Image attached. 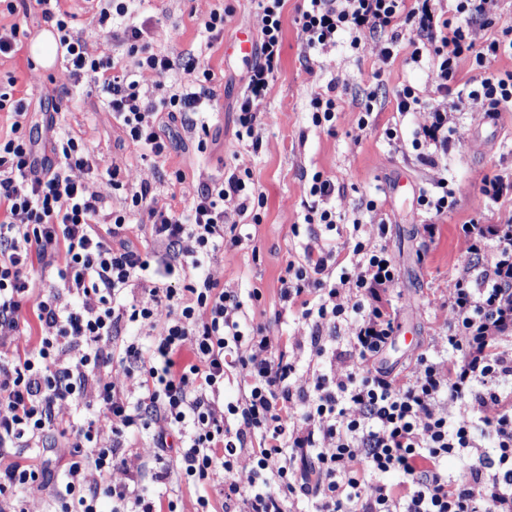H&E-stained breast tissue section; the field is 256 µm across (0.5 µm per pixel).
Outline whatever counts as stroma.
Here are the masks:
<instances>
[{"instance_id":"1","label":"stroma","mask_w":512,"mask_h":512,"mask_svg":"<svg viewBox=\"0 0 512 512\" xmlns=\"http://www.w3.org/2000/svg\"><path fill=\"white\" fill-rule=\"evenodd\" d=\"M61 5L73 13V30L91 53L113 55L122 69L134 67V57L113 47L93 22V0H62ZM219 5L233 9L234 15L223 35L210 42L201 33L200 22ZM302 5V0H287L285 4L281 66L264 100L262 142L254 149L239 140L237 122L250 65L230 55L229 48L240 22L258 25L255 0H136L138 21H149L165 33L164 39L155 43V51L169 55L178 64L192 55L200 57L215 74L212 87L217 114L207 150L198 152L194 134L185 127L170 128L172 148L156 169L158 199L175 210H184L200 178L221 176L225 164L233 162L235 156L246 159L254 183L266 195L261 221L247 224L252 236L247 245L216 254L206 271L219 283L236 289L252 325L265 327L282 342L289 338L305 342L310 336L304 322L276 319L281 308L279 278L288 261L303 260L305 245L314 240L334 247L341 261H349L354 223L366 224L365 237L373 239L374 215L382 213L388 221L385 244L398 274L389 299L399 309L400 328L377 364L395 374L430 345L446 318L443 303L450 271L461 252L460 224L477 215L487 224L512 218V199L486 212L481 209L483 177L512 171V108H501L490 118L481 103L466 104L459 116L460 140L452 143L437 166L425 165L413 150L395 149L387 132L396 130L400 139L408 141L415 130L429 123L428 112H397L395 100L397 90L406 84L433 98L427 67L408 64L410 49L404 42L395 46L393 61L382 64L378 47L387 37L378 33L363 38L356 50L348 40H340L336 50L329 53L337 60V67L320 68L318 55L306 47L301 36L298 19ZM14 22L28 37L12 57L0 58V90L32 99L28 126L40 147L50 148L60 133H69L119 166L129 182H137L146 162L141 149L125 138L102 106L98 94L101 75H87L63 99H53V91L66 85L68 77L64 66L47 70L33 62L31 37L46 26L35 0H30L27 12L0 17V23ZM332 80L338 84L336 122L330 128L313 126L310 97L325 92ZM368 101L373 104L369 115L363 112ZM363 115L368 122L362 126L358 119ZM177 170L185 174L180 185L172 179ZM317 171L336 184L332 203L340 220L330 232L304 221L308 203L304 184ZM442 177L454 190L456 205L437 216L440 233L431 240L419 231L424 215L417 197L420 190ZM402 178L407 184L401 188L397 182ZM370 199L377 203L376 212L365 208ZM255 289L261 292L256 300L250 297Z\"/></svg>"}]
</instances>
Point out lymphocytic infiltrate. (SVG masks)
I'll list each match as a JSON object with an SVG mask.
<instances>
[{
	"label": "lymphocytic infiltrate",
	"instance_id": "1",
	"mask_svg": "<svg viewBox=\"0 0 512 512\" xmlns=\"http://www.w3.org/2000/svg\"><path fill=\"white\" fill-rule=\"evenodd\" d=\"M63 50L73 83L104 72L99 95L129 140L146 156L166 157L171 142L161 118L193 119L206 141L205 118L215 101L213 72L188 59L191 81L150 99L146 74L172 68L154 50L161 30L131 18L128 0H99L97 25L136 59L116 70L73 35L61 0H36ZM501 0H456L453 17L436 0H305L302 37L322 52L349 35L389 36L378 57L389 63L407 39L409 60L427 65L442 104L429 106L412 86L397 92V110L427 108L431 122L410 146L426 164L461 132L450 112L482 102L488 115L512 106V72L491 70L512 55V28L477 41L468 23L491 24ZM285 0H257L261 59L249 70L238 123L258 139L261 106L278 71ZM475 75L459 81L461 61ZM30 104L0 93L11 123L0 133V512H27L21 489L48 483L46 468L24 456L66 435L70 455L62 482L51 489L60 512H176L175 501L144 492L143 477L171 488L195 483L197 512H217L213 490L238 501L240 512H512V223L463 224V248L451 274L448 316L431 352L418 354L392 376L376 361L395 336L398 314L382 300L395 287L396 267L384 244L388 225L375 224V241L354 224L351 269L338 270L333 249L313 243L304 260L288 262L280 278L281 317L310 325L314 356L325 371L301 374L296 357L276 348L262 330L248 329L238 293L204 271L220 246L248 242L227 221L265 204L243 164L200 184L187 211L158 201L153 165L137 184L119 167L72 136L42 153L27 136ZM305 192L312 202L305 223L335 230V183L314 173ZM122 194L120 207L110 199ZM147 227L150 247L129 238ZM55 271L42 284L39 270ZM148 330L149 347L120 339L122 326ZM343 329L345 348L328 346L325 330ZM36 335L35 351L16 355L17 337ZM244 372L240 395L225 402L228 364ZM137 379L138 394L113 381V367ZM82 409L80 422L63 415ZM161 431H153V424ZM184 445L170 455L169 431ZM143 434L138 452L128 438ZM492 449H484L483 439ZM251 463L250 485L235 471ZM465 459L460 478L446 463ZM123 479H115V472Z\"/></svg>",
	"mask_w": 512,
	"mask_h": 512
}]
</instances>
